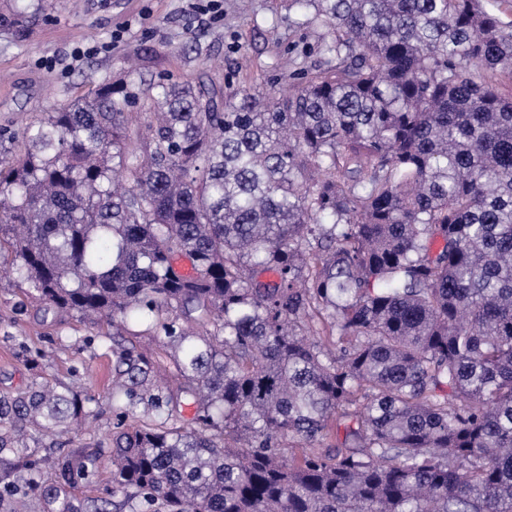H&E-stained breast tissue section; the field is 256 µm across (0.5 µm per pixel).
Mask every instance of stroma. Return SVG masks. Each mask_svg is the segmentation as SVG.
I'll list each match as a JSON object with an SVG mask.
<instances>
[{"mask_svg":"<svg viewBox=\"0 0 512 512\" xmlns=\"http://www.w3.org/2000/svg\"><path fill=\"white\" fill-rule=\"evenodd\" d=\"M194 2L53 0L43 13L22 15L17 0H0V130H19L105 79H123L134 63L177 81L208 72L233 90H281L289 74L310 68L328 35L321 23L299 24L286 0H223L217 20ZM24 291L15 276L0 275V391L29 383L23 343L52 347L50 381L79 375L106 394L112 347L100 327L37 313Z\"/></svg>","mask_w":512,"mask_h":512,"instance_id":"35a3bbf8","label":"stroma"}]
</instances>
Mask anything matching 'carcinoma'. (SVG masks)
Here are the masks:
<instances>
[{"instance_id":"cac0c4a2","label":"carcinoma","mask_w":512,"mask_h":512,"mask_svg":"<svg viewBox=\"0 0 512 512\" xmlns=\"http://www.w3.org/2000/svg\"><path fill=\"white\" fill-rule=\"evenodd\" d=\"M289 8L332 38L286 92L130 73L0 133V259L112 321L104 402L22 347L0 512H512V21Z\"/></svg>"}]
</instances>
